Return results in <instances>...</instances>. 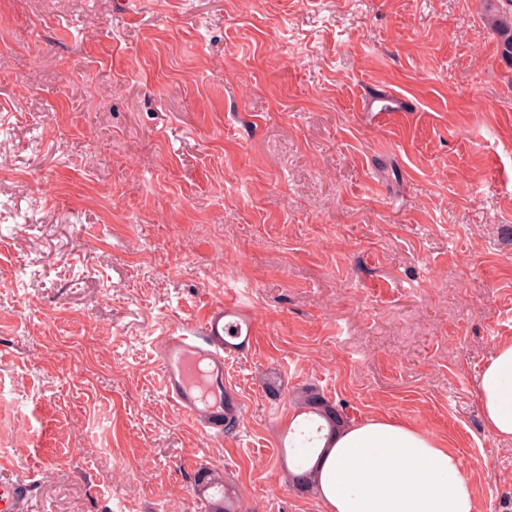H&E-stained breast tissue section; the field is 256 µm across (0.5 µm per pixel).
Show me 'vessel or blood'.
Returning <instances> with one entry per match:
<instances>
[{
  "mask_svg": "<svg viewBox=\"0 0 512 512\" xmlns=\"http://www.w3.org/2000/svg\"><path fill=\"white\" fill-rule=\"evenodd\" d=\"M365 105L383 119L407 109L406 101L399 97H372ZM235 308L232 302L213 306L198 326L174 330L161 337L157 346L166 399L180 415L207 434L223 433L226 409L242 407L224 382V367L237 351L232 335L254 336L255 327L233 321ZM27 502L26 486L0 483V512H25Z\"/></svg>",
  "mask_w": 512,
  "mask_h": 512,
  "instance_id": "vessel-or-blood-1",
  "label": "vessel or blood"
}]
</instances>
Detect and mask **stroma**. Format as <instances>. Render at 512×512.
I'll return each instance as SVG.
<instances>
[{
  "label": "stroma",
  "instance_id": "35a3bbf8",
  "mask_svg": "<svg viewBox=\"0 0 512 512\" xmlns=\"http://www.w3.org/2000/svg\"><path fill=\"white\" fill-rule=\"evenodd\" d=\"M505 0H0V481L27 512H326L284 439L316 388L407 422L512 512L476 377L512 338ZM407 99L384 123L366 91ZM228 301L242 405L209 435L157 340ZM280 382L278 395L267 380ZM493 29L499 39L502 59L512 65V8L493 20Z\"/></svg>",
  "mask_w": 512,
  "mask_h": 512
}]
</instances>
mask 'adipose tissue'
Here are the masks:
<instances>
[{"mask_svg": "<svg viewBox=\"0 0 512 512\" xmlns=\"http://www.w3.org/2000/svg\"><path fill=\"white\" fill-rule=\"evenodd\" d=\"M484 424L512 441V339L499 341L477 376ZM327 512H474L461 459L426 430L377 418L337 431L315 474Z\"/></svg>", "mask_w": 512, "mask_h": 512, "instance_id": "obj_1", "label": "adipose tissue"}]
</instances>
